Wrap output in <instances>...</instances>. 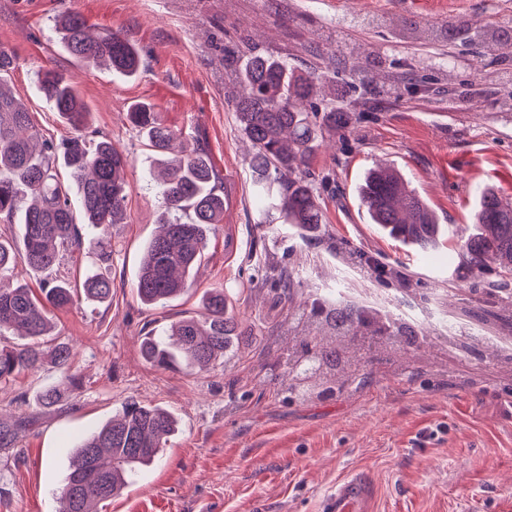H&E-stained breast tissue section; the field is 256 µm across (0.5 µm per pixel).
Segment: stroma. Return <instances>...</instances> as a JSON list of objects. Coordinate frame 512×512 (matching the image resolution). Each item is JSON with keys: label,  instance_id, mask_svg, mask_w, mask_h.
Segmentation results:
<instances>
[{"label": "stroma", "instance_id": "1", "mask_svg": "<svg viewBox=\"0 0 512 512\" xmlns=\"http://www.w3.org/2000/svg\"><path fill=\"white\" fill-rule=\"evenodd\" d=\"M66 14L121 31L140 53L139 74L75 61L56 29ZM457 16L498 48L449 35ZM0 50L41 138L71 134L37 90L50 70L88 106L86 140L108 139L131 160L125 220L107 243L111 300L54 311L52 335L36 343L69 344L67 366L48 359L0 385V512H56L79 441L130 399L166 408L178 431L99 512H322L353 471L375 487L373 512H512V281L494 263L478 270L458 257L481 189L512 201V0H0ZM254 51L322 76L312 99L319 147L304 174L321 201L316 232L265 223L255 199L253 147L234 111V71ZM137 103L203 142L224 196L192 286L154 308L135 293L160 208L155 155L128 119ZM339 109L354 119L336 129ZM381 164L434 210L445 229L435 246H409L371 222L359 187ZM98 263L83 248L20 279L35 291L50 275L78 284ZM272 265L292 274L293 302L277 301ZM214 287L250 340L205 373L147 363V332L201 315ZM315 299L374 309L427 342L372 365L362 387L288 398V317ZM71 374L80 385L67 403L36 404Z\"/></svg>", "mask_w": 512, "mask_h": 512}]
</instances>
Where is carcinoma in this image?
Segmentation results:
<instances>
[{
    "mask_svg": "<svg viewBox=\"0 0 512 512\" xmlns=\"http://www.w3.org/2000/svg\"><path fill=\"white\" fill-rule=\"evenodd\" d=\"M66 50L88 67H105L123 76L136 74L141 60L136 48L118 32L101 34L76 14L59 21ZM486 32L465 18L448 20V33ZM318 73L295 74L284 60L252 54L236 73L242 88L234 101L240 130L252 142L250 159L253 183L281 186L275 208L284 224L309 230L321 223L318 195L300 178L315 155L320 130L306 103L314 93ZM38 91L53 104L75 136L58 145L39 140L30 112L0 81V216L7 221L20 217L23 250L0 241V330L11 329L22 337L45 336L51 331L50 312L73 302L74 289L53 278L36 294L26 285L12 283L20 266L53 268L65 254L84 243L109 260L102 250L110 227L122 223L127 198V155L106 139L94 145L83 142L89 110L77 90L63 75L47 72ZM131 123L145 137L163 165L159 182L161 232L146 247L135 290L146 306H159L190 287L189 278L202 259L208 234L224 220V197L217 193L218 173L203 148L194 146L165 126L147 104L129 112ZM71 170L74 185L57 180L58 161ZM78 192L81 218H76L70 197ZM359 197L371 221L403 243L419 248L433 246L441 234L437 217L428 203L411 189L392 167L372 170L360 187ZM475 233L467 236L458 253L470 268L482 267L488 259L500 274L512 278V205L496 192L485 189L475 214ZM279 296L291 300L293 283L288 271L269 267ZM80 293L88 302L103 303L112 297V281L102 272L88 275ZM201 317H188L169 329L149 332L141 345L143 358L160 366L179 361L199 373L209 371L224 358L242 335L238 320L228 313L224 289L207 292ZM312 317L324 319L338 336H389L401 346H420L419 337L405 323L378 317L354 306L316 301L301 308L288 321V333L298 337L283 366L288 373L320 374L318 395H332L365 382L363 367L378 354L349 352L329 347L308 334H299L300 324ZM45 354L30 345L0 347V383L23 371L41 367ZM68 386L55 385L38 397L42 407L63 404ZM176 421L159 406L126 402L119 414L87 435L75 450L70 472L60 494L59 512H97V504L120 493L142 467L158 460Z\"/></svg>",
    "mask_w": 512,
    "mask_h": 512,
    "instance_id": "1",
    "label": "carcinoma"
}]
</instances>
